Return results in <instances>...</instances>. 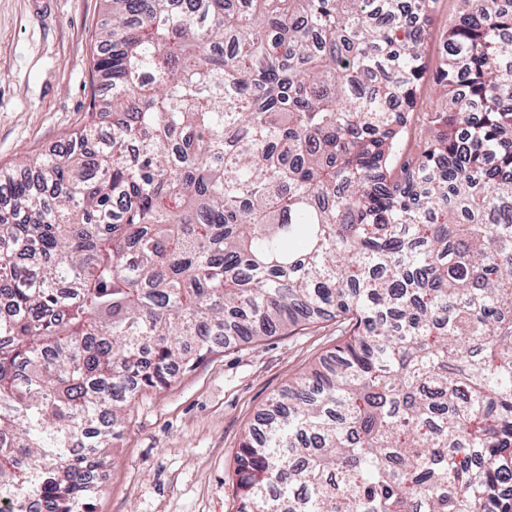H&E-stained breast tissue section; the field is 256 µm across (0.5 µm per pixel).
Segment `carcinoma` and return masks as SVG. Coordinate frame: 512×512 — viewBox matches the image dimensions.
I'll use <instances>...</instances> for the list:
<instances>
[{"label":"carcinoma","instance_id":"carcinoma-1","mask_svg":"<svg viewBox=\"0 0 512 512\" xmlns=\"http://www.w3.org/2000/svg\"><path fill=\"white\" fill-rule=\"evenodd\" d=\"M104 2L110 95L0 174V512H88L142 391L314 316L236 512H512V0H458L405 166L437 0ZM456 16V0H438L429 33L422 45L427 69L418 85L415 111L407 123L401 162L414 160L419 153L422 139L431 132L432 127L427 122V113L448 108V95L443 87L436 84L435 75L441 61L448 26Z\"/></svg>","mask_w":512,"mask_h":512}]
</instances>
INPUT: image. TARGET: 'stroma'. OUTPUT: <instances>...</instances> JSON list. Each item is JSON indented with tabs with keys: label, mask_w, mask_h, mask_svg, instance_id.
<instances>
[{
	"label": "stroma",
	"mask_w": 512,
	"mask_h": 512,
	"mask_svg": "<svg viewBox=\"0 0 512 512\" xmlns=\"http://www.w3.org/2000/svg\"><path fill=\"white\" fill-rule=\"evenodd\" d=\"M456 15L457 0H438L402 161L417 157L430 132L428 113L448 106L435 75ZM106 21L103 0H0V171L18 173L23 158L51 153L84 127ZM339 339L335 321L317 319L215 349L170 386L144 393L129 412L114 463L97 479L92 512H234L231 471L248 428Z\"/></svg>",
	"instance_id": "obj_1"
}]
</instances>
